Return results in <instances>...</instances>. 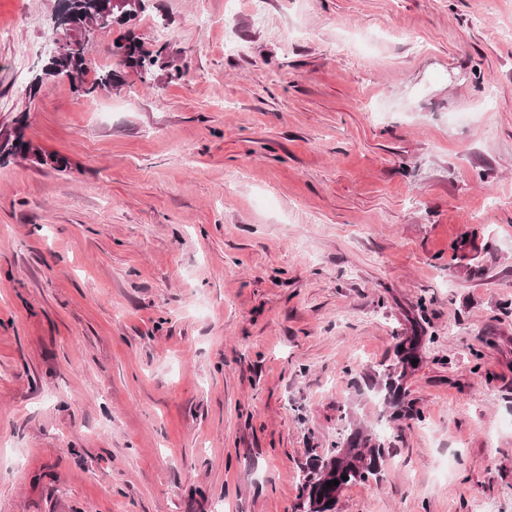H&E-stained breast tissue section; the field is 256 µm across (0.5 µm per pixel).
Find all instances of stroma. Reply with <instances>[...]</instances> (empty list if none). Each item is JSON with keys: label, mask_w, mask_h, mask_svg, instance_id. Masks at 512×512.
<instances>
[{"label": "stroma", "mask_w": 512, "mask_h": 512, "mask_svg": "<svg viewBox=\"0 0 512 512\" xmlns=\"http://www.w3.org/2000/svg\"><path fill=\"white\" fill-rule=\"evenodd\" d=\"M0 0V512H512V0H147L183 66L89 96ZM164 32H157V23ZM418 335L421 416L372 379ZM22 117L14 120L13 128L1 129L0 131V162H7L8 159L21 158L29 159L35 164L50 166L51 168L63 171L68 167V161L65 157L56 154L43 153L32 141L26 139L23 133ZM29 155H31L29 157ZM343 448L350 449L342 454V447L336 446L325 456L310 458L308 479L300 486L304 512H333L340 491L351 483L377 478L390 453L379 437L360 426L351 430ZM342 475L347 480H343ZM332 480H338V486L332 484L326 488L327 481Z\"/></svg>", "instance_id": "stroma-1"}]
</instances>
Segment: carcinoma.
I'll use <instances>...</instances> for the list:
<instances>
[{"instance_id":"1","label":"carcinoma","mask_w":512,"mask_h":512,"mask_svg":"<svg viewBox=\"0 0 512 512\" xmlns=\"http://www.w3.org/2000/svg\"><path fill=\"white\" fill-rule=\"evenodd\" d=\"M58 2L67 10L74 23H81L111 10L113 11L112 21L122 24L146 8L143 2L138 8L132 4L113 8L112 0H58ZM93 41L94 38L88 37L83 41L74 39L67 43L57 58L47 61L42 67V73L38 75V80L30 85V90L35 92L40 89L45 80L61 75L67 77L75 89L85 95L103 88L113 89L122 86L124 77L120 70L110 69L103 73L98 72L93 80H87V75L93 72L89 57V45ZM112 54L120 57L119 65L135 69L144 81L151 78L157 69L169 68L177 78L184 74L182 68L166 61L161 51H148L139 40L128 39L124 43L115 41ZM22 125L23 119L19 117L14 120L13 128L0 130V162L21 158L58 171L67 169L68 161L65 157L56 154L47 155L32 141L26 139ZM398 345L402 346V349L396 350L397 363L386 369L377 383L378 390L383 393L386 408L390 411V418L395 421L414 416V408L412 401L408 400L404 380L408 371L413 368L411 360L416 358L417 340L409 336L401 339ZM346 447L348 450L344 454L341 453L340 448L336 447L324 456L310 458L307 466L308 479L300 486L302 508L306 509V512H333L340 491L351 483L364 482L378 476L389 455V449L380 438L360 426L351 430ZM332 480L339 481V484L326 487V483Z\"/></svg>"}]
</instances>
